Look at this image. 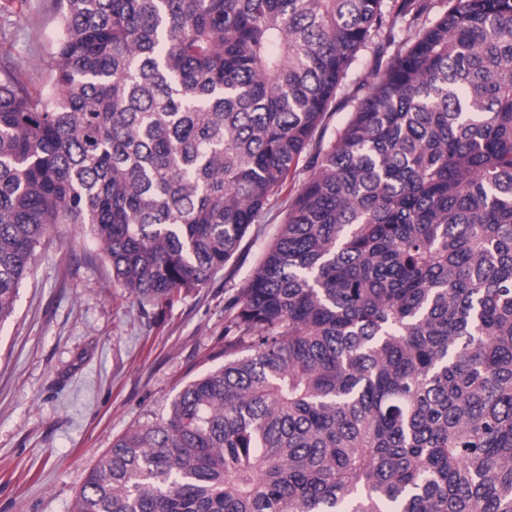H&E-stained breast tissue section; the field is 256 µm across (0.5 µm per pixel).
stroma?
<instances>
[{
  "label": "stroma",
  "mask_w": 512,
  "mask_h": 512,
  "mask_svg": "<svg viewBox=\"0 0 512 512\" xmlns=\"http://www.w3.org/2000/svg\"><path fill=\"white\" fill-rule=\"evenodd\" d=\"M12 13L15 60L50 84L61 35L51 0H0V15ZM287 205L280 195L213 280L164 310L116 288L81 226L51 229L0 324V512H69L114 437L167 413L189 381L223 364L224 309Z\"/></svg>",
  "instance_id": "1"
}]
</instances>
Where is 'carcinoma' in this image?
Masks as SVG:
<instances>
[{"label": "carcinoma", "instance_id": "1", "mask_svg": "<svg viewBox=\"0 0 512 512\" xmlns=\"http://www.w3.org/2000/svg\"><path fill=\"white\" fill-rule=\"evenodd\" d=\"M440 4L54 0L52 88L0 62V323L54 224L163 309L288 193L228 305L245 355L70 512H512V0Z\"/></svg>", "mask_w": 512, "mask_h": 512}]
</instances>
